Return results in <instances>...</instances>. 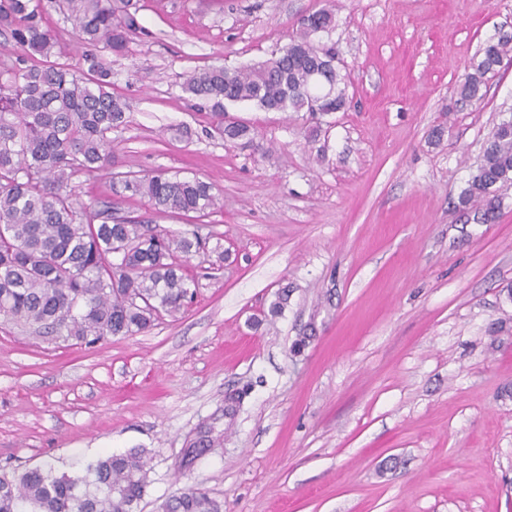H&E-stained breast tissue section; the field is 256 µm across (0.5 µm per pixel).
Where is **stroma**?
<instances>
[{"label": "stroma", "instance_id": "1", "mask_svg": "<svg viewBox=\"0 0 512 512\" xmlns=\"http://www.w3.org/2000/svg\"><path fill=\"white\" fill-rule=\"evenodd\" d=\"M136 3L122 56L48 10L58 60L95 55L128 104L111 171L221 190L200 225L224 266L193 257L192 303L146 333L80 347L0 329V467L72 474L143 448L142 512L186 487L224 512H512V184L494 223L455 206L512 117V63L480 106L456 102L478 47L512 38V0ZM321 8L344 107L238 105L253 146L211 137L183 74L266 59ZM109 173L75 181L87 213L111 200ZM203 425L214 445L189 460Z\"/></svg>", "mask_w": 512, "mask_h": 512}]
</instances>
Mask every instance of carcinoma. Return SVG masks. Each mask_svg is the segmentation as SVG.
<instances>
[{
    "label": "carcinoma",
    "instance_id": "obj_1",
    "mask_svg": "<svg viewBox=\"0 0 512 512\" xmlns=\"http://www.w3.org/2000/svg\"><path fill=\"white\" fill-rule=\"evenodd\" d=\"M43 0H0V32L22 51L0 68V326L45 341L94 345L108 336L150 331L177 317L191 300V257L208 250L211 235L176 234L116 215L106 205L89 216L74 200L72 181L112 164V130L126 124L128 105L112 95L111 72L93 60L89 79L60 63ZM74 26L77 43L127 51L135 15L115 0H56ZM334 15L308 13L288 49L252 65H210L183 76L182 89L202 100L224 142L253 146V128L227 118L228 105L249 103L265 112H313L314 90L331 96L326 111L345 103L335 52L314 43L330 33ZM512 58V40L483 44L456 93L480 105L487 75ZM512 182V120L499 123L481 164L456 207L496 220L502 197L488 186ZM118 198L146 200L159 213L207 217L223 206L213 184L165 173L112 175ZM147 451L132 448L99 458L77 475L52 469H0V512H139L150 483ZM158 512H224V502L199 488H185Z\"/></svg>",
    "mask_w": 512,
    "mask_h": 512
}]
</instances>
